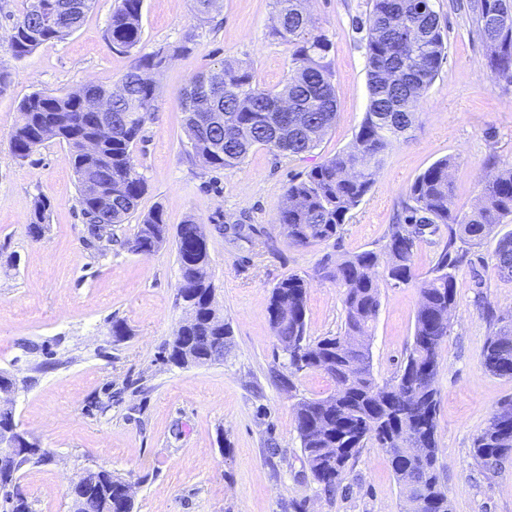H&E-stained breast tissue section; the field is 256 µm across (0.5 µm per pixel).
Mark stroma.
Returning <instances> with one entry per match:
<instances>
[{
  "label": "stroma",
  "mask_w": 512,
  "mask_h": 512,
  "mask_svg": "<svg viewBox=\"0 0 512 512\" xmlns=\"http://www.w3.org/2000/svg\"><path fill=\"white\" fill-rule=\"evenodd\" d=\"M118 0H95L71 35L17 60L7 50L11 18L27 0H0V67L11 73L0 93V370L17 381L13 395L22 432L49 452L25 467L10 488L28 512H69L71 483L107 469L134 486V512H404L405 501L385 453L375 443L350 460L333 495H325L304 462L293 407L327 395L324 372L300 374L281 386L285 358L266 312L274 286L288 275L307 284L312 337L334 336L345 323L342 297L324 268L363 250H380L400 201L419 174L453 158L455 208L470 211L483 179L512 167V85L496 80L473 37L467 0H433L447 58L418 104L407 138L391 143L374 184L339 234L293 244L277 222L289 181L350 149L368 105L364 31L356 21L368 0H310L315 26L331 41L329 61L337 118L318 147L285 156L258 146L234 169L214 172L189 153L181 94L191 79L232 62L250 66L256 84L277 90L288 77L293 47L272 36L275 0H221L197 16L192 0H143L142 39L113 49L106 29ZM190 49H182L186 34ZM164 51L156 109L133 147L147 182L136 216L115 225V242L88 249L69 148L51 139L26 160L8 150L21 102L35 92L64 95L95 82L115 85L139 55ZM51 209L40 237L27 221L36 198ZM162 209L169 227L195 217L207 240L213 305L232 329L223 360L179 368L163 347L188 314L179 296L174 241L148 255L121 245L143 215ZM489 244L463 246L456 270L457 303L440 349L437 443L451 512H512V457L497 470L469 455L473 437L512 378L483 366L498 316H512V279L483 260ZM442 247L424 236L414 256L415 279L381 290L370 344L378 381L392 379L414 333L418 283ZM121 324L123 335L112 333Z\"/></svg>",
  "instance_id": "stroma-1"
}]
</instances>
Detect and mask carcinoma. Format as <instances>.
I'll use <instances>...</instances> for the list:
<instances>
[{"mask_svg": "<svg viewBox=\"0 0 512 512\" xmlns=\"http://www.w3.org/2000/svg\"><path fill=\"white\" fill-rule=\"evenodd\" d=\"M142 2L119 0L107 27L112 48L128 51L141 42ZM93 4L94 0H29L13 21L7 50L22 59L47 41L65 38ZM275 4L271 34L294 47L281 89H261L250 67L225 62L194 77L182 93L191 153L213 170L241 165L256 146L289 156L309 153L336 121V87L328 61L332 43L316 30L306 0ZM467 8L491 73L512 84V0H469ZM357 25L366 31L367 111L350 149L288 184L278 223L296 245L337 236L370 191L388 145L414 128L419 99L446 60L440 16L432 0H371ZM166 60L159 51L139 56L121 79L124 91L119 97H112L110 86L88 82L64 96L35 92L20 104L9 138L11 154L26 159L49 139L69 146L80 214L96 216L89 233L92 247L100 253L112 245V225L125 223L147 190L132 147L155 111L154 74ZM91 97L104 99L112 112L115 129L108 138L98 137L97 113L86 110ZM93 140L97 149L91 155L85 144ZM451 168V159L442 158L416 178L381 250L354 253L325 272L342 294L343 333L310 339L302 277L290 275L272 289L267 305L271 329L278 341L286 340L300 351L303 361L296 366L288 358L289 378L283 383L291 389L292 377L309 370H321L333 381L328 395L301 398L294 407L304 461L328 492L339 487L349 461L373 441L387 455L399 487L411 488L417 512H450L436 443L438 356L450 323L441 321L439 314L453 312L456 305L455 270L461 258L457 242L482 246L494 226L512 224V168L486 178L477 205L463 215L453 207ZM50 207L48 199H35L28 222L31 235H41ZM422 224L433 235L448 230L429 277L418 288L414 336L422 342L406 355L396 376L380 384L372 373L369 344L381 287L412 280ZM168 235L163 211L157 208L123 246L133 253L153 252ZM201 238L192 216L176 228L178 295L196 312L194 323L178 329L165 346L167 362L180 367L222 360L232 344L229 324L211 307L210 256ZM491 260L498 277H512V231L497 240ZM496 323L483 350V365L495 376L512 378V317H499ZM33 447L30 440L21 443L15 467L0 471L1 492L25 465L48 460L46 455L24 454ZM470 452L481 467H497L512 453V417L491 416L474 437ZM124 483L106 469L89 471L73 483L71 494L82 497L80 512H133V505L123 501Z\"/></svg>", "mask_w": 512, "mask_h": 512, "instance_id": "1", "label": "carcinoma"}]
</instances>
